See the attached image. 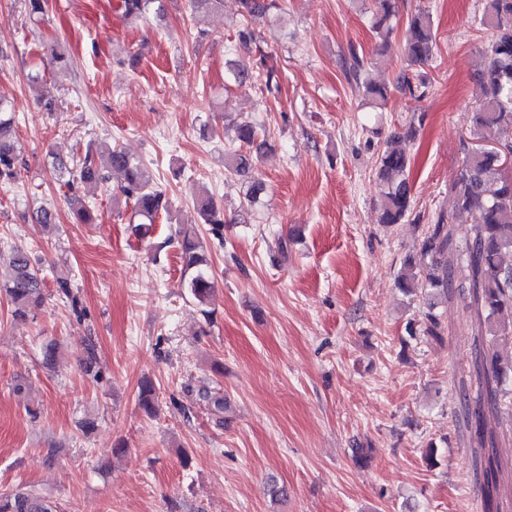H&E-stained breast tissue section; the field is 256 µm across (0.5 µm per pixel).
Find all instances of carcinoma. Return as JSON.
<instances>
[{
    "instance_id": "cac0c4a2",
    "label": "carcinoma",
    "mask_w": 512,
    "mask_h": 512,
    "mask_svg": "<svg viewBox=\"0 0 512 512\" xmlns=\"http://www.w3.org/2000/svg\"><path fill=\"white\" fill-rule=\"evenodd\" d=\"M240 22L235 32L236 41L254 43L259 49L260 66L256 72L229 67L230 79L238 84L258 81L267 92L279 90V81L274 67L267 65V55L259 45L252 24L282 10L280 0H237ZM223 0H188L190 14L208 13L221 8ZM372 29L379 36L392 31L391 21L399 14V0H374ZM125 18L146 20L149 14H164V0H122ZM482 24L490 31L483 48V68L479 71L483 98L473 115L471 137L480 138L481 131L496 128L500 143L512 147V0H485ZM436 30L433 17L427 11H418L408 18L404 56L412 66L428 64L434 55ZM364 58L355 49H350L344 58L343 72L348 81L363 89V95L376 104L385 105L390 91L372 83H365ZM16 115L9 104L0 100V185H11L19 181L26 162L17 150L15 142ZM417 129L405 128L403 133H394L391 142L380 155L377 180L382 203L378 223L403 224L412 214V199L409 186L410 160L394 143L401 138L415 136ZM235 148L224 153V169L247 180L246 205L239 213L228 219L219 210L212 197H200L195 207L209 225L210 233L223 237L224 225L247 220L249 208L260 202L265 190L263 182L255 176L254 158L266 146L259 139V127L240 124L235 127ZM103 160L112 173L121 176L119 190L134 205V215L142 224L154 223L160 212L169 210L165 191L153 182L145 165L131 158L120 146L114 145L106 154L98 157L93 150L76 161L69 171L66 186L75 190L78 185L104 181L98 160ZM456 212L478 213V222L473 225L472 235L461 245L454 243L448 224L450 220L440 214L429 225L421 240L420 258L408 256L403 261L398 287L405 292L413 290L419 283L422 290L443 291L456 287L469 299L479 326L486 327L491 336L487 346L476 348L475 360L483 373L487 391L491 397L502 390L503 383L512 377V362L504 363L497 345L512 342V264L505 258L512 255V173L501 168L496 155H476L466 151L462 165L453 183ZM182 259L186 268L194 269L187 288L195 299L204 304L208 301L213 283L206 269L199 237L184 232L179 239ZM42 277L27 253L19 248L11 251L9 273L0 272V292L5 293L14 306V317L25 318L32 308L42 300ZM424 334L440 340L444 329L433 304L422 317ZM156 389L145 382L140 389L139 404L147 414L153 413ZM0 512H57V506L48 497L35 490H13L0 493Z\"/></svg>"
}]
</instances>
